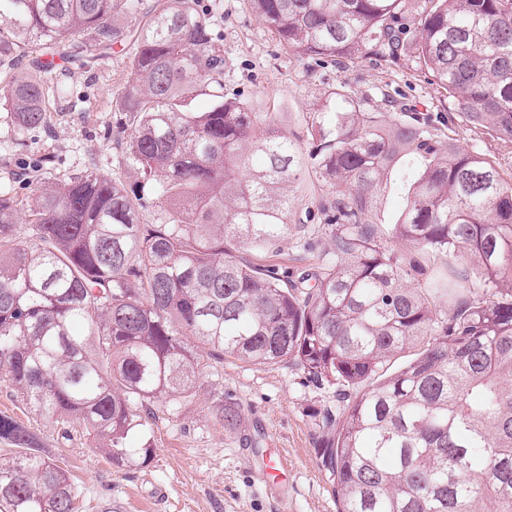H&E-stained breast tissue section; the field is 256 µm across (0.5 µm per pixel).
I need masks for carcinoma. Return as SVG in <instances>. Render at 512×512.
Listing matches in <instances>:
<instances>
[{
  "mask_svg": "<svg viewBox=\"0 0 512 512\" xmlns=\"http://www.w3.org/2000/svg\"><path fill=\"white\" fill-rule=\"evenodd\" d=\"M302 59L411 57L468 127L512 144V0H249ZM0 0V64L78 38L82 65L134 45L121 108L131 186L96 172L0 186V380L71 440L130 467L161 399L196 393L199 360L294 364L336 410L322 463L338 512H512V182L480 153L433 143L346 100L308 134L328 191L317 263L296 280L242 254L290 230L295 135L260 130L224 94V55L198 0ZM40 57L0 81L22 131L48 125ZM209 108H192L200 95ZM421 161L397 223L369 221L389 167ZM160 217L148 221L150 210ZM32 225L21 232L20 220ZM233 427L239 408L219 403ZM0 439L37 447L0 417ZM0 512H76L64 468L0 461Z\"/></svg>",
  "mask_w": 512,
  "mask_h": 512,
  "instance_id": "obj_1",
  "label": "carcinoma"
}]
</instances>
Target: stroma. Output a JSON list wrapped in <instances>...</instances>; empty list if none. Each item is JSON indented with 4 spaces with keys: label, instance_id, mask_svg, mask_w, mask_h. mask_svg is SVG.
<instances>
[{
    "label": "stroma",
    "instance_id": "1",
    "mask_svg": "<svg viewBox=\"0 0 512 512\" xmlns=\"http://www.w3.org/2000/svg\"><path fill=\"white\" fill-rule=\"evenodd\" d=\"M201 4L211 13L224 54L225 94L244 101L259 123L274 121L302 138L300 175L290 195L291 229L276 248L248 251L253 263L277 262L293 271L301 266L304 243L320 248L326 241L318 212L326 188L311 169L306 137L314 112L326 104L339 108L353 97L395 118L417 113L429 118L441 140L484 154L505 177H512V145L467 130L452 99L429 84L408 58L395 63L375 57L354 63L301 59L255 17L248 0ZM75 49L72 41L61 45L59 63L46 77L48 86L64 89L50 97L49 128L20 131L7 99L0 98V180L16 175L20 194L30 191L23 171L43 158L48 161L46 177L53 181L86 170L128 185L135 180L120 147L107 138L109 128L123 120L116 102L127 86L131 52L118 51L98 66L83 68L67 61ZM414 170L405 158L392 166L375 202L374 223H396ZM221 400L241 409L233 428L215 419ZM334 402L332 394L308 382L295 365L248 364L230 355L220 362L204 357L195 396L176 410L167 403L155 406L148 436L130 438V447L148 441L153 452L128 468L90 449L85 438L58 440L55 424L31 413L0 382V415L34 431L40 453L69 471L78 512L107 507L112 512H337L335 485L321 463L324 431L316 416ZM269 450L288 461L276 493L255 474L257 461Z\"/></svg>",
    "mask_w": 512,
    "mask_h": 512
}]
</instances>
